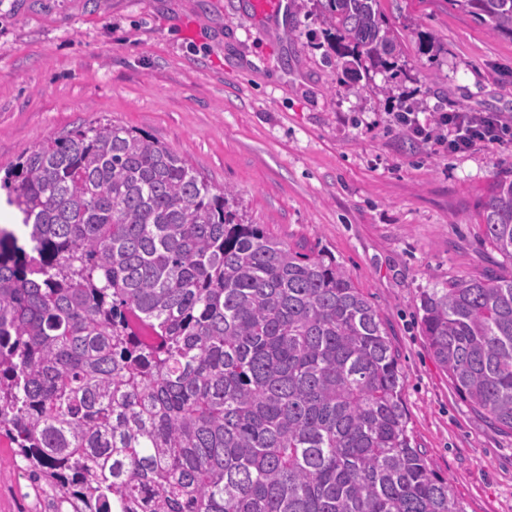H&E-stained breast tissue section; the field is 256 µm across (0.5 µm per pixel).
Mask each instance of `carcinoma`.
Listing matches in <instances>:
<instances>
[{
	"label": "carcinoma",
	"instance_id": "1",
	"mask_svg": "<svg viewBox=\"0 0 512 512\" xmlns=\"http://www.w3.org/2000/svg\"><path fill=\"white\" fill-rule=\"evenodd\" d=\"M512 40V0H454ZM376 0H324L336 66L387 64ZM0 439L72 512H464L409 428L399 355L329 254L99 119L0 177ZM512 265V179L479 212ZM436 362L512 431V272L422 291Z\"/></svg>",
	"mask_w": 512,
	"mask_h": 512
}]
</instances>
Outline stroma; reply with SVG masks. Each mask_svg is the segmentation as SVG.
I'll use <instances>...</instances> for the list:
<instances>
[{
    "label": "stroma",
    "mask_w": 512,
    "mask_h": 512,
    "mask_svg": "<svg viewBox=\"0 0 512 512\" xmlns=\"http://www.w3.org/2000/svg\"><path fill=\"white\" fill-rule=\"evenodd\" d=\"M388 70L343 76L313 0H0V170L43 140L108 119L164 142L246 219L328 251L379 309L429 469L466 512H512V432L458 393L418 307L448 279L503 273L478 212L512 179V142L450 152L399 127L403 108L512 122V40L451 0H377ZM0 512H46L0 440Z\"/></svg>",
    "instance_id": "35a3bbf8"
}]
</instances>
